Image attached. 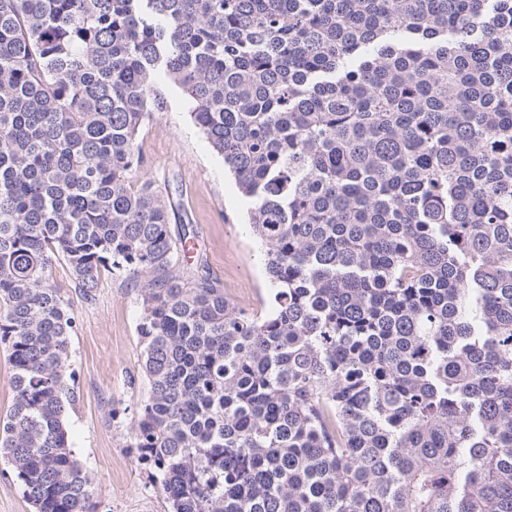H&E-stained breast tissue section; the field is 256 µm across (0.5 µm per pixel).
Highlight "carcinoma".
Returning <instances> with one entry per match:
<instances>
[{
    "instance_id": "cac0c4a2",
    "label": "carcinoma",
    "mask_w": 512,
    "mask_h": 512,
    "mask_svg": "<svg viewBox=\"0 0 512 512\" xmlns=\"http://www.w3.org/2000/svg\"><path fill=\"white\" fill-rule=\"evenodd\" d=\"M159 73L249 200L266 313L129 180ZM58 260L138 292L126 447L168 512H512V0H0V457L34 512H96ZM12 368L8 357L0 351V415L4 416L13 401Z\"/></svg>"
}]
</instances>
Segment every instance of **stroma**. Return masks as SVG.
<instances>
[{
    "label": "stroma",
    "mask_w": 512,
    "mask_h": 512,
    "mask_svg": "<svg viewBox=\"0 0 512 512\" xmlns=\"http://www.w3.org/2000/svg\"><path fill=\"white\" fill-rule=\"evenodd\" d=\"M157 83L167 109L137 135L143 158L133 184L154 182L173 207L171 226L190 225L193 271L217 279L225 295L248 312L268 309L271 285L263 251L247 224L248 200L202 131L191 121L181 89L165 75ZM53 280L73 308L71 338L76 401L67 418L77 458L94 477L98 512H167L162 494L126 447V434L147 395L140 378V304L121 278L105 274L94 300L75 292L69 267L55 262Z\"/></svg>",
    "instance_id": "obj_1"
}]
</instances>
